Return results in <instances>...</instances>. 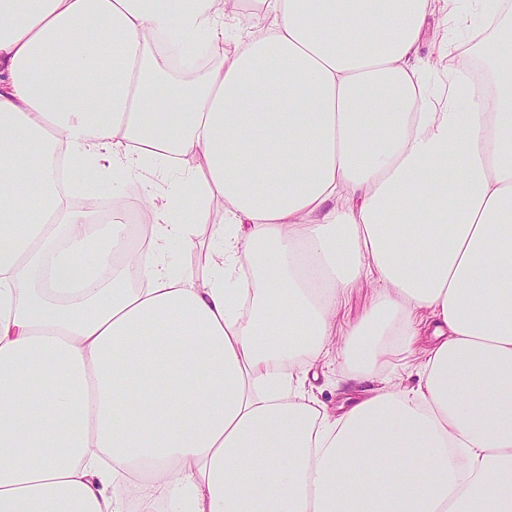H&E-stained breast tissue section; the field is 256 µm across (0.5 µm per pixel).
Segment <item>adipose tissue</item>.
<instances>
[{"label": "adipose tissue", "instance_id": "adipose-tissue-1", "mask_svg": "<svg viewBox=\"0 0 512 512\" xmlns=\"http://www.w3.org/2000/svg\"><path fill=\"white\" fill-rule=\"evenodd\" d=\"M258 2L0 0V512H512V16ZM371 288V285L364 284L358 291L354 292L352 297L340 306L339 320H341V317L349 320L360 317L367 306ZM333 363L327 365L324 370L317 371V378H314L312 372L308 378V384L314 386L317 391L320 389L322 394L320 397L331 407L337 410L345 398L355 396L363 389L374 386L370 382L355 383L344 381V369L342 367V358L336 352L332 353Z\"/></svg>", "mask_w": 512, "mask_h": 512}]
</instances>
